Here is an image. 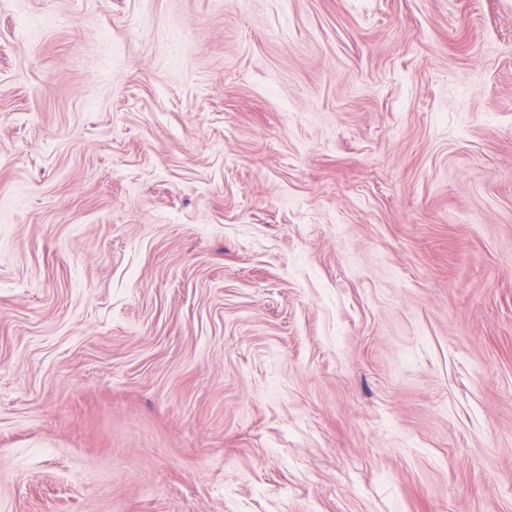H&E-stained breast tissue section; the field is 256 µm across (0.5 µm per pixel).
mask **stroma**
<instances>
[{
    "label": "stroma",
    "mask_w": 512,
    "mask_h": 512,
    "mask_svg": "<svg viewBox=\"0 0 512 512\" xmlns=\"http://www.w3.org/2000/svg\"><path fill=\"white\" fill-rule=\"evenodd\" d=\"M0 512H512V0H0Z\"/></svg>",
    "instance_id": "1"
}]
</instances>
